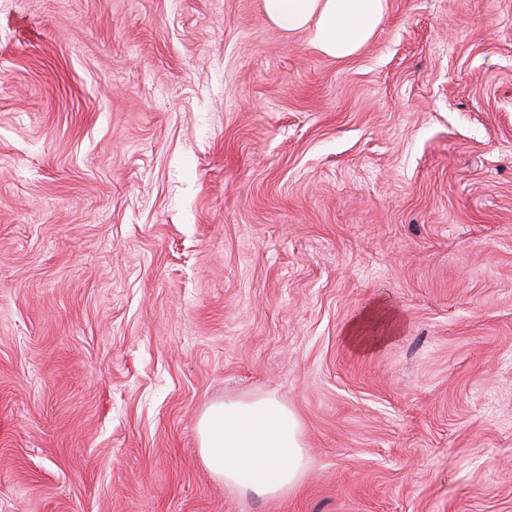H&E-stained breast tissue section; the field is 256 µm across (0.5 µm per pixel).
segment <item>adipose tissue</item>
Instances as JSON below:
<instances>
[{
    "mask_svg": "<svg viewBox=\"0 0 512 512\" xmlns=\"http://www.w3.org/2000/svg\"><path fill=\"white\" fill-rule=\"evenodd\" d=\"M263 14L284 33L308 34L324 55L344 60L375 35L387 0H262ZM200 457L215 478L259 497L301 482L306 461L298 415L272 396L210 405L197 423Z\"/></svg>",
    "mask_w": 512,
    "mask_h": 512,
    "instance_id": "adipose-tissue-1",
    "label": "adipose tissue"
}]
</instances>
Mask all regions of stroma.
<instances>
[{"label":"stroma","instance_id":"35a3bbf8","mask_svg":"<svg viewBox=\"0 0 512 512\" xmlns=\"http://www.w3.org/2000/svg\"><path fill=\"white\" fill-rule=\"evenodd\" d=\"M267 394L277 499L196 434ZM0 512H512V0H0ZM263 14L288 36L306 33L324 55L344 60L375 35L387 0H262ZM196 430L204 467L227 486L265 498L300 484L306 466L301 420L275 397L214 403Z\"/></svg>","mask_w":512,"mask_h":512}]
</instances>
